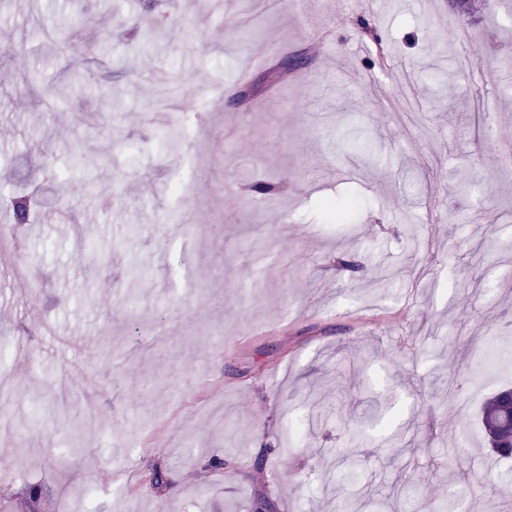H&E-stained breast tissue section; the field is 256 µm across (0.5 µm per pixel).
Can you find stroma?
<instances>
[{"mask_svg":"<svg viewBox=\"0 0 512 512\" xmlns=\"http://www.w3.org/2000/svg\"><path fill=\"white\" fill-rule=\"evenodd\" d=\"M205 2L0 0V512H512V0ZM0 207L6 208L11 214L13 223L19 230L27 224H33L38 216L37 201L27 193H11L0 197ZM512 388L504 387L492 393L484 402L481 411V424L484 436L492 451L501 457L512 456V410L509 412L504 403V396ZM512 404L511 393L507 394Z\"/></svg>","mask_w":512,"mask_h":512,"instance_id":"35a3bbf8","label":"stroma"}]
</instances>
